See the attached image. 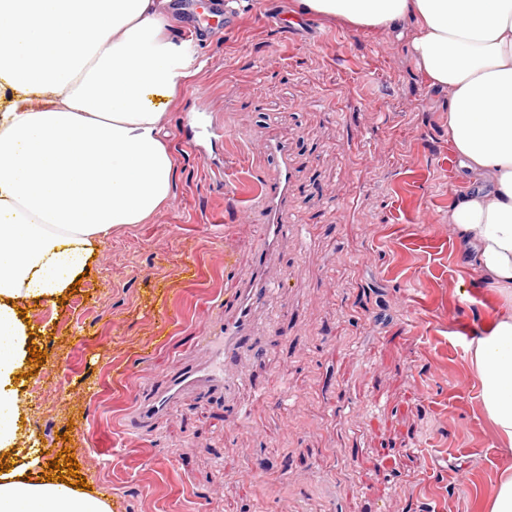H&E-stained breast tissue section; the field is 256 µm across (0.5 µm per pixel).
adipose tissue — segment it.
I'll list each match as a JSON object with an SVG mask.
<instances>
[{
	"label": "adipose tissue",
	"instance_id": "ef3b65f1",
	"mask_svg": "<svg viewBox=\"0 0 512 512\" xmlns=\"http://www.w3.org/2000/svg\"><path fill=\"white\" fill-rule=\"evenodd\" d=\"M305 14L369 30L409 22L430 86L448 91V142L489 180L448 220L503 310L476 339L482 408L512 447V0H297ZM170 0H0V512H110L95 491L48 480L17 452L23 307L62 296L108 233L170 199L176 161L162 124L191 74Z\"/></svg>",
	"mask_w": 512,
	"mask_h": 512
}]
</instances>
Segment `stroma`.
<instances>
[{"instance_id":"obj_1","label":"stroma","mask_w":512,"mask_h":512,"mask_svg":"<svg viewBox=\"0 0 512 512\" xmlns=\"http://www.w3.org/2000/svg\"><path fill=\"white\" fill-rule=\"evenodd\" d=\"M295 0H172L170 24L200 68L162 123L172 196L113 231L78 290L29 312L43 362L21 386L19 446L41 464L68 449L111 512H480L512 449L486 420L468 345L499 303L448 222L473 187L448 143V93L410 52L411 25L309 17L317 41L269 19ZM291 154L304 241L275 253L284 285L255 315L224 421L192 389L131 428L138 394L192 361L226 291L264 244L257 183Z\"/></svg>"}]
</instances>
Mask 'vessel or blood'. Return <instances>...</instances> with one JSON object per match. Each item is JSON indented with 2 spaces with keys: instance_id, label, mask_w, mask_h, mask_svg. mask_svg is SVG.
<instances>
[{
  "instance_id": "obj_1",
  "label": "vessel or blood",
  "mask_w": 512,
  "mask_h": 512,
  "mask_svg": "<svg viewBox=\"0 0 512 512\" xmlns=\"http://www.w3.org/2000/svg\"><path fill=\"white\" fill-rule=\"evenodd\" d=\"M262 154L275 157L278 162L275 176L263 178L259 198L266 216L265 245L253 259L245 286L231 291L227 299L232 306L231 315L215 317L210 329L198 337L196 349L201 355L200 360L173 371L163 389L138 398L136 422L156 417L171 399L186 388H212L222 391L230 400L242 382L239 363L249 351L253 316L274 285L268 272L269 260L281 243L305 232L304 225L288 221V215L295 206V197L287 146L270 139L264 143Z\"/></svg>"
}]
</instances>
